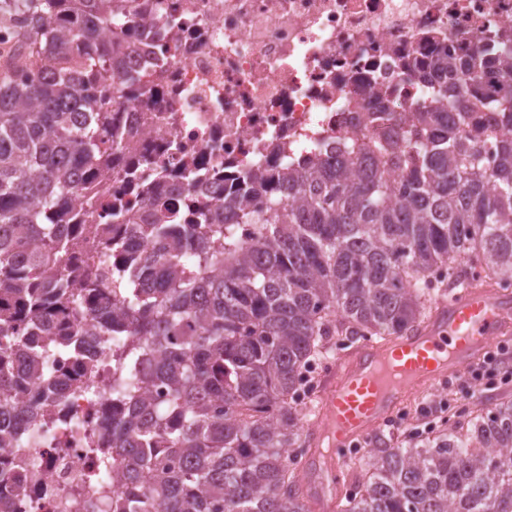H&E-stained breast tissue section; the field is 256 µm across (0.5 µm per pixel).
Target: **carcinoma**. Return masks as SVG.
<instances>
[{
  "instance_id": "carcinoma-1",
  "label": "carcinoma",
  "mask_w": 512,
  "mask_h": 512,
  "mask_svg": "<svg viewBox=\"0 0 512 512\" xmlns=\"http://www.w3.org/2000/svg\"><path fill=\"white\" fill-rule=\"evenodd\" d=\"M131 6L35 0L0 65V418L15 420L0 421V448L16 449L0 482L14 477L19 495L39 480L25 449L51 447L53 404L88 388L107 412L88 434L91 512H312L287 449L307 443L299 392L332 340L414 329L438 284L474 281L462 259L480 282L512 284V137L489 154L464 127L485 108L487 126L512 124V83L490 102L476 87L484 68L512 74V31L466 60L437 48L443 82L403 128L427 144L414 156L383 128L334 157L244 174L220 209L197 203L184 173L134 215L75 205L128 148L117 112L143 92L129 60L148 44L102 31ZM90 239L107 266L69 273ZM61 355L101 367L100 385L59 373ZM145 365L161 401L142 393ZM343 465L361 474L341 512H512V399Z\"/></svg>"
}]
</instances>
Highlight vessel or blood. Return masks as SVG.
<instances>
[{
    "mask_svg": "<svg viewBox=\"0 0 512 512\" xmlns=\"http://www.w3.org/2000/svg\"><path fill=\"white\" fill-rule=\"evenodd\" d=\"M512 334V292L463 288L438 300L428 323L384 343L364 342L337 361L319 394L309 460L323 464L322 483L341 475L330 452L367 438L412 393L464 372L498 339Z\"/></svg>",
    "mask_w": 512,
    "mask_h": 512,
    "instance_id": "1",
    "label": "vessel or blood"
}]
</instances>
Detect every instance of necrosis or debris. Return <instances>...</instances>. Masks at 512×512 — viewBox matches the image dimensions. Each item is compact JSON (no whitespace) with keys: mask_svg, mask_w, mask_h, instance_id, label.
Here are the masks:
<instances>
[{"mask_svg":"<svg viewBox=\"0 0 512 512\" xmlns=\"http://www.w3.org/2000/svg\"><path fill=\"white\" fill-rule=\"evenodd\" d=\"M123 28L160 34L132 68L156 94L124 104L120 118L148 166L112 155L101 201L141 207L163 195L164 173L194 164L191 191L212 201L228 174L266 173L345 137L369 141L366 116L383 101L389 125L430 104L432 85L403 81V61H429L437 41L470 54L477 36L512 28V0H164ZM100 407L70 391L48 425V448L29 449L42 479L14 497L12 512H83L72 492L90 464L72 418Z\"/></svg>","mask_w":512,"mask_h":512,"instance_id":"necrosis-or-debris-1","label":"necrosis or debris"}]
</instances>
